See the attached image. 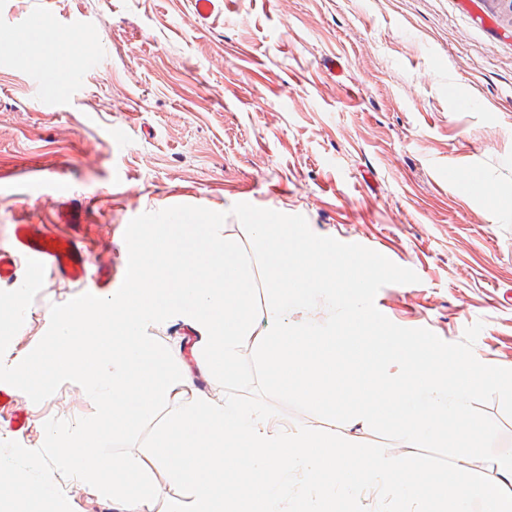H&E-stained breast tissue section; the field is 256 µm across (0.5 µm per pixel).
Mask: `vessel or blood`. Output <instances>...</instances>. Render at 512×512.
Listing matches in <instances>:
<instances>
[{
  "label": "vessel or blood",
  "mask_w": 512,
  "mask_h": 512,
  "mask_svg": "<svg viewBox=\"0 0 512 512\" xmlns=\"http://www.w3.org/2000/svg\"><path fill=\"white\" fill-rule=\"evenodd\" d=\"M36 82L50 89L54 100L69 98L74 83L54 74H39ZM41 261L60 276L72 281L86 280L92 263L93 249L63 231L49 230L44 224H20L15 231L14 253H0V282L10 284L17 279V254Z\"/></svg>",
  "instance_id": "1"
}]
</instances>
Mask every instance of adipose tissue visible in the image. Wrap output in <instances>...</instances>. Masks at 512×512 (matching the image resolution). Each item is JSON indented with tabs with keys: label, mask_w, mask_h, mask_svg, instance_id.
I'll list each match as a JSON object with an SVG mask.
<instances>
[{
	"label": "adipose tissue",
	"mask_w": 512,
	"mask_h": 512,
	"mask_svg": "<svg viewBox=\"0 0 512 512\" xmlns=\"http://www.w3.org/2000/svg\"><path fill=\"white\" fill-rule=\"evenodd\" d=\"M13 41L20 54L33 45H41L50 56L49 70L61 75L66 74L70 60L81 44L80 37L58 30L46 17L35 18L28 28L15 32Z\"/></svg>",
	"instance_id": "obj_1"
}]
</instances>
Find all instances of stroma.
Returning a JSON list of instances; mask_svg holds the SVG:
<instances>
[{"label": "stroma", "mask_w": 512, "mask_h": 512, "mask_svg": "<svg viewBox=\"0 0 512 512\" xmlns=\"http://www.w3.org/2000/svg\"><path fill=\"white\" fill-rule=\"evenodd\" d=\"M36 15L92 52L51 106L39 57L0 49V250L16 224H60L93 239L96 277L117 288L132 218L203 206L242 238L230 210L247 202L412 269L376 308L449 343L482 323L476 358L512 369V24L495 0H213L207 18L196 0H0V24ZM475 175L496 202L467 191ZM85 289L46 270L0 360L33 350L51 305ZM16 400L0 441L29 449L48 419L94 412L70 382Z\"/></svg>", "instance_id": "35a3bbf8"}]
</instances>
